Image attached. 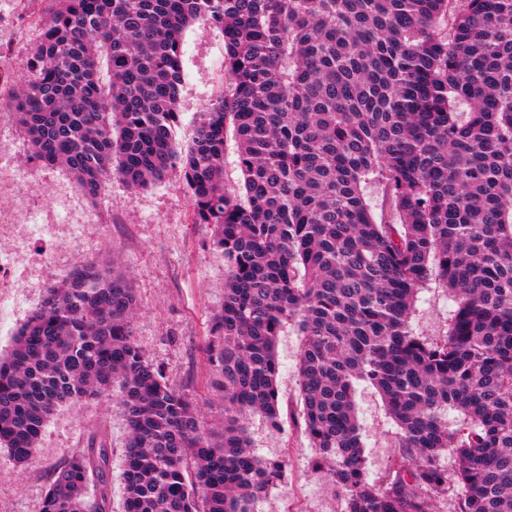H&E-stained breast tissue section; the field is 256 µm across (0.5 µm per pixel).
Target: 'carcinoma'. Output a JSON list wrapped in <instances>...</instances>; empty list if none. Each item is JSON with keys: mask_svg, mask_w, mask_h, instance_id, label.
I'll list each match as a JSON object with an SVG mask.
<instances>
[{"mask_svg": "<svg viewBox=\"0 0 512 512\" xmlns=\"http://www.w3.org/2000/svg\"><path fill=\"white\" fill-rule=\"evenodd\" d=\"M45 2L26 80L0 86V112L92 198L114 179L142 189L181 173L226 267L207 346L224 434L207 437L136 344L131 283L82 261L0 356V447L25 465L59 407L116 389L127 512H253L283 475L248 423L282 430L289 324L302 336L299 416L344 512H512V0ZM197 23L224 35L225 82L181 151L183 34ZM372 180L384 224L365 199ZM430 283L455 303L442 336L410 327ZM360 381L397 428L401 465L374 482ZM107 466L91 440L42 512H110ZM240 177L237 147L234 138L230 134L224 147V182L229 186H237ZM366 199L379 223L390 219L385 190L381 184H369L366 188Z\"/></svg>", "mask_w": 512, "mask_h": 512, "instance_id": "obj_1", "label": "carcinoma"}]
</instances>
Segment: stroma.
Listing matches in <instances>:
<instances>
[{"label": "stroma", "instance_id": "obj_1", "mask_svg": "<svg viewBox=\"0 0 512 512\" xmlns=\"http://www.w3.org/2000/svg\"><path fill=\"white\" fill-rule=\"evenodd\" d=\"M43 0H0V81L19 85L24 62L40 30L32 19ZM183 83L179 99L180 146H187L195 123L224 74V38L200 25L183 35ZM22 192H14L12 180ZM0 208L23 224L22 234L0 241V262L17 263L16 273L0 281V354L40 306L47 289L83 260L117 264L137 298L135 340L166 380L191 397L212 440L222 433L223 392L206 347L212 314L224 302V258L206 229L192 221V204L178 176L142 190L112 183L98 198L84 195L64 168L31 156L14 119L0 114ZM453 302L444 289L419 291L410 325L420 336L446 332ZM301 338L287 328L278 339L279 386L283 403L297 410ZM355 402L369 480L386 475L397 463L396 427L378 392L357 387ZM128 430L117 395L61 407L45 425L35 456L17 465L0 448V512H41L56 471L91 437L110 450L111 512H125L123 470ZM253 448L285 463L282 482L271 486L255 512H342L326 471L315 469L318 455L302 425L286 420L270 431L261 416L249 422Z\"/></svg>", "mask_w": 512, "mask_h": 512}]
</instances>
